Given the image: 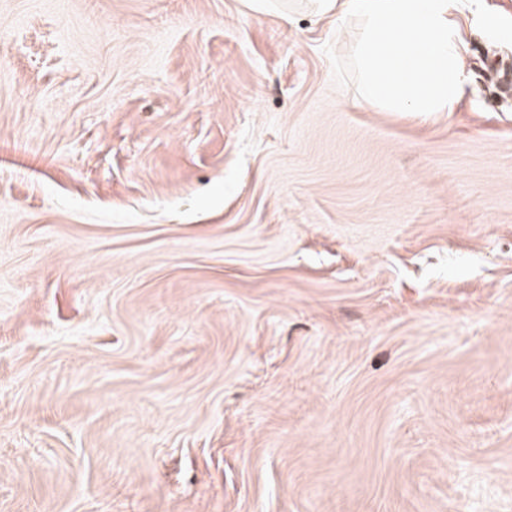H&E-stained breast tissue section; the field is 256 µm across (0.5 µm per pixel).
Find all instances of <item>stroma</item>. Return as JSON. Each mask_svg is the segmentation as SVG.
Here are the masks:
<instances>
[{
  "label": "stroma",
  "mask_w": 512,
  "mask_h": 512,
  "mask_svg": "<svg viewBox=\"0 0 512 512\" xmlns=\"http://www.w3.org/2000/svg\"><path fill=\"white\" fill-rule=\"evenodd\" d=\"M282 2L0 0V512H512V46Z\"/></svg>",
  "instance_id": "stroma-1"
}]
</instances>
